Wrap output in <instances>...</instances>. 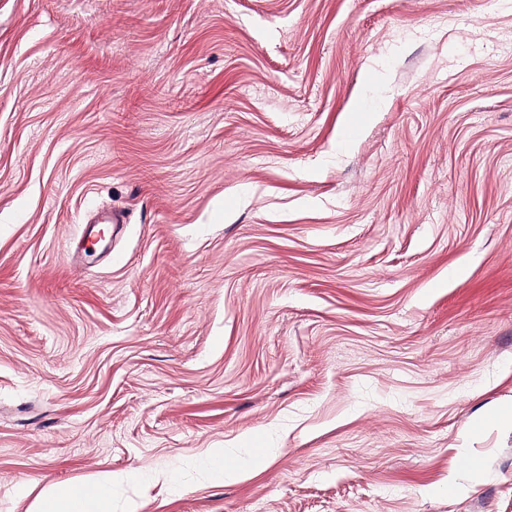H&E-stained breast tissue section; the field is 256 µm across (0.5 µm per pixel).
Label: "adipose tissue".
Masks as SVG:
<instances>
[{
	"label": "adipose tissue",
	"instance_id": "ef3b65f1",
	"mask_svg": "<svg viewBox=\"0 0 512 512\" xmlns=\"http://www.w3.org/2000/svg\"><path fill=\"white\" fill-rule=\"evenodd\" d=\"M114 475L99 474L93 480L69 486H52L38 500L35 512H109Z\"/></svg>",
	"mask_w": 512,
	"mask_h": 512
}]
</instances>
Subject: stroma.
Here are the masks:
<instances>
[{"instance_id": "35a3bbf8", "label": "stroma", "mask_w": 512, "mask_h": 512, "mask_svg": "<svg viewBox=\"0 0 512 512\" xmlns=\"http://www.w3.org/2000/svg\"><path fill=\"white\" fill-rule=\"evenodd\" d=\"M103 471L512 512V5L0 0V512Z\"/></svg>"}]
</instances>
